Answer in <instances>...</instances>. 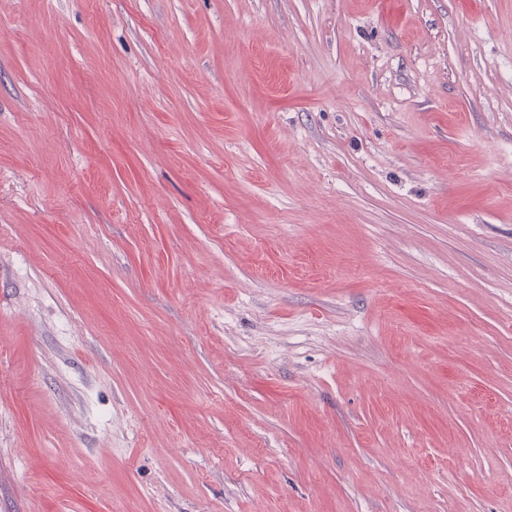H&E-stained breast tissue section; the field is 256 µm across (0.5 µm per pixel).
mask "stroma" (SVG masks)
I'll list each match as a JSON object with an SVG mask.
<instances>
[{
	"label": "stroma",
	"instance_id": "1",
	"mask_svg": "<svg viewBox=\"0 0 512 512\" xmlns=\"http://www.w3.org/2000/svg\"><path fill=\"white\" fill-rule=\"evenodd\" d=\"M0 512H512V0H0Z\"/></svg>",
	"mask_w": 512,
	"mask_h": 512
}]
</instances>
